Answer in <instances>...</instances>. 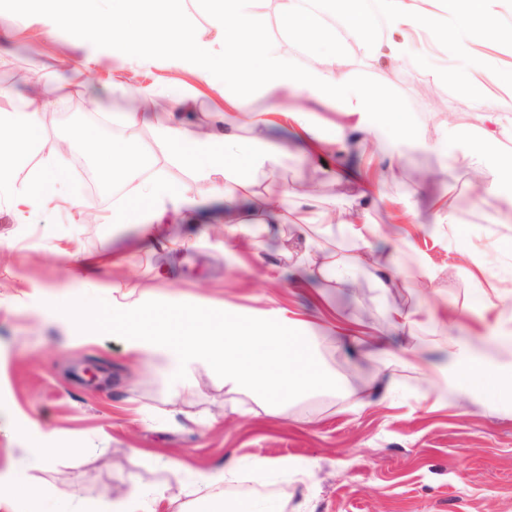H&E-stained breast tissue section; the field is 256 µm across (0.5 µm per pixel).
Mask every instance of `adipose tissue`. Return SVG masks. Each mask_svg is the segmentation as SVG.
<instances>
[{
  "mask_svg": "<svg viewBox=\"0 0 512 512\" xmlns=\"http://www.w3.org/2000/svg\"><path fill=\"white\" fill-rule=\"evenodd\" d=\"M29 9L46 15L49 29H64L74 37L94 30L119 51L139 52L143 63H152L156 55L191 69L207 86L223 83L239 90L236 98H225L217 113L221 130L200 133L176 118L188 110L190 98L171 90L167 103L174 117L156 129V140L169 157L186 168L193 179L203 185L223 179L219 187L225 205L249 196L251 169L273 163L269 153H258L254 144L263 142L269 115L284 111L285 99L301 94L340 104L344 111L357 114L361 130L372 135L386 155L397 151V140L415 136L403 108L396 103L381 102L370 86L349 79L347 51L361 48L373 60L390 64L420 61L424 52L421 34H428L449 59L467 57L464 73L475 110L486 121L497 122L490 112L487 79L512 87V67L491 71L485 56L473 54L474 41L512 45V25L502 23L507 0H380L390 30L386 39L373 33L372 20L365 0H331L328 10L308 9L304 0H277L278 35L263 37L259 22L265 0H210L211 18L207 27L188 29L163 12L159 0H120L121 8L113 13L99 9V0H24ZM347 12L344 32H337L336 14ZM304 45L311 64L301 69L293 65L291 50ZM44 93L22 101L0 89V196L21 194L30 213L47 208L56 198L59 187L68 179L62 165L44 166L31 172L24 184H16L15 172L24 167L28 151L37 135L39 115L44 112L62 87L53 74H45ZM262 90L267 105L254 109L243 100V93ZM249 126L253 143L233 145V132ZM143 156L131 140L105 144L97 155V165L110 181H127L142 172ZM145 206H127L112 215L116 224H163L166 218L183 216L197 203L187 195L186 186L147 181L140 187ZM315 203L311 197H295L291 212L300 233L305 234L306 249L298 258L300 268L320 266L342 286H350L361 254L368 249L375 229L364 211L352 205L338 208L350 227L354 252L349 259L336 257L328 247L308 236L307 214ZM237 477L235 465L226 464L199 473L193 490L191 512H283L279 502L264 496L229 499L219 495V488ZM164 498L158 485L134 484L128 492L112 502L72 497L58 504L56 512H157Z\"/></svg>",
  "mask_w": 512,
  "mask_h": 512,
  "instance_id": "obj_1",
  "label": "adipose tissue"
}]
</instances>
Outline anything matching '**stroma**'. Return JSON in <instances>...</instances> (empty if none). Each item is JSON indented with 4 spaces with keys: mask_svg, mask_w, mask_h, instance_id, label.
Returning a JSON list of instances; mask_svg holds the SVG:
<instances>
[{
    "mask_svg": "<svg viewBox=\"0 0 512 512\" xmlns=\"http://www.w3.org/2000/svg\"><path fill=\"white\" fill-rule=\"evenodd\" d=\"M445 61L436 49L414 66L389 68L352 54L355 81L383 88L409 114L420 143L391 160L355 128V117L300 95L288 108L307 112L315 132L336 128L343 145L330 167L310 162L307 143L287 115L276 114L266 143L275 164L252 175V196L238 219L249 234L224 236V203L194 183L154 139L164 110L146 113L136 138L144 176L189 186L203 200L193 214L165 225L156 239L137 224L112 223V213L137 196V182L116 192H91L84 176L89 146L69 143L73 113H83L101 143L126 136L118 120L142 91L165 94L173 85L192 97L181 120L212 131L223 92L160 60L142 65L116 58L95 39L76 44L53 35L39 14L0 8V87L15 100L37 90L43 73L69 85L42 112L43 133L32 166L69 170L66 199L23 224L0 203V472L17 474L43 493L45 512L61 499L112 500L131 483L161 485V512L187 506L198 472L235 459L241 469L227 493L254 492L287 501L286 512L308 502L312 512H512V393L485 396L462 387L455 360L478 353L491 371L512 370V219L498 188L503 155L512 152V87L493 86L491 105L505 121L494 138L471 119L473 102L458 74L436 77ZM466 139L435 150L449 127ZM312 195L329 217L320 234L341 251L348 230L336 203L365 206L378 233L362 257L352 287L317 268L301 270L304 249L296 225L270 224L265 209L284 193ZM87 202L77 212L71 199ZM457 221H435L438 203ZM398 256L401 271L381 288L378 264ZM494 302L482 311L480 293ZM105 299L126 310L149 300L243 310L266 318L305 321L319 336L318 355L339 383L282 405L225 385L209 365L193 369L192 392L175 394L164 360L143 368L127 339L85 340L56 303ZM432 315L417 335L395 329L390 309ZM394 399H382L384 377ZM370 404L353 413L355 396ZM24 424L56 449L51 467L34 462L11 426ZM308 465L307 475L272 478L253 471V456Z\"/></svg>",
    "mask_w": 512,
    "mask_h": 512,
    "instance_id": "1",
    "label": "stroma"
}]
</instances>
